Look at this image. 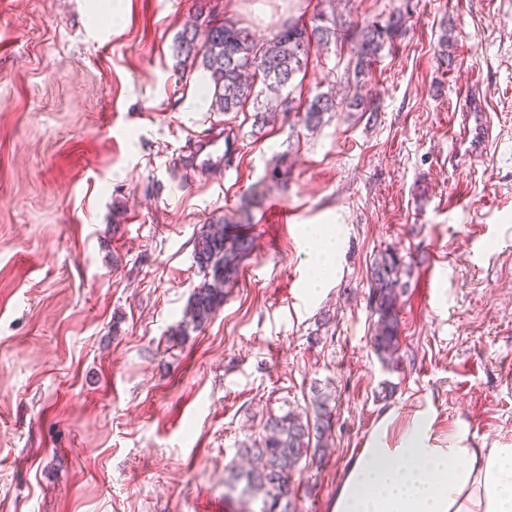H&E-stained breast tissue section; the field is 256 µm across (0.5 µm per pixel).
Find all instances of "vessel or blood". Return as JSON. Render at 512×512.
Masks as SVG:
<instances>
[{"label": "vessel or blood", "mask_w": 512, "mask_h": 512, "mask_svg": "<svg viewBox=\"0 0 512 512\" xmlns=\"http://www.w3.org/2000/svg\"><path fill=\"white\" fill-rule=\"evenodd\" d=\"M449 128L455 142V162L471 163L488 147L493 138V121L483 101L472 93H464L450 109Z\"/></svg>", "instance_id": "vessel-or-blood-1"}]
</instances>
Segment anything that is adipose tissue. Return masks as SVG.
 <instances>
[{
    "label": "adipose tissue",
    "mask_w": 512,
    "mask_h": 512,
    "mask_svg": "<svg viewBox=\"0 0 512 512\" xmlns=\"http://www.w3.org/2000/svg\"><path fill=\"white\" fill-rule=\"evenodd\" d=\"M332 512H512V446L428 443L425 427L405 444L374 443L348 468Z\"/></svg>",
    "instance_id": "obj_1"
}]
</instances>
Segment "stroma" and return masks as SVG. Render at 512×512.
<instances>
[{
    "mask_svg": "<svg viewBox=\"0 0 512 512\" xmlns=\"http://www.w3.org/2000/svg\"><path fill=\"white\" fill-rule=\"evenodd\" d=\"M100 2L0 0V512H243L239 442L319 392L330 449L295 474L296 512H330L362 449L418 424L439 448L512 445V0H347L355 22L408 19L371 109L313 129L197 104L204 72L173 47L200 9L262 43L320 0ZM351 57L312 48L303 96L345 97ZM474 78L493 145L461 168L448 106ZM209 137L234 140L230 169L192 163ZM216 217L253 249L172 339ZM314 227L341 237L316 295ZM388 248L411 265L391 364L367 301Z\"/></svg>",
    "mask_w": 512,
    "mask_h": 512,
    "instance_id": "35a3bbf8",
    "label": "stroma"
}]
</instances>
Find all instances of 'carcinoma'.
Masks as SVG:
<instances>
[{
    "label": "carcinoma",
    "mask_w": 512,
    "mask_h": 512,
    "mask_svg": "<svg viewBox=\"0 0 512 512\" xmlns=\"http://www.w3.org/2000/svg\"><path fill=\"white\" fill-rule=\"evenodd\" d=\"M406 12L395 11L384 24L367 25L357 31L341 15L319 11L310 26L297 23L278 30L264 43L232 21L202 25L193 22L179 33L175 54L182 65L198 66L208 74L213 112H237L247 101L256 111L303 113L308 124H317L326 112L336 110V100L319 93L294 104L291 81L305 66L311 42L327 43L352 37L355 47L354 76L361 80L369 72L385 45L405 26ZM263 88H257L255 79ZM266 104L259 103L262 94ZM251 249L248 239L229 237L224 219L202 225L193 238L194 261L204 281L196 288L183 313L182 322L171 331L187 335L188 327L205 325L224 304V286L237 271ZM410 274L404 259L387 249L375 260L370 274L368 302L377 316L370 346L388 362L398 359L400 319L397 299L407 287ZM333 421L330 397L320 393L311 400V411L302 414L284 410L268 412L260 431L237 448L242 459H254L255 467L230 466L224 486L240 497L261 502L259 512H295L292 507L291 480L302 461L325 457Z\"/></svg>",
    "instance_id": "obj_1"
}]
</instances>
